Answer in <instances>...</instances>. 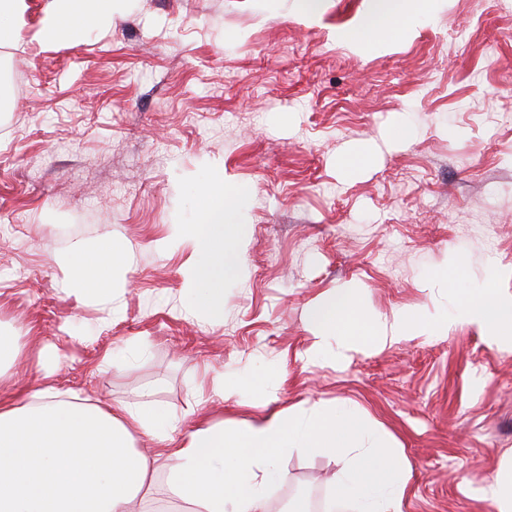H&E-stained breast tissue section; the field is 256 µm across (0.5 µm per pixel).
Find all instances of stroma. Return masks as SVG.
Masks as SVG:
<instances>
[{
	"label": "stroma",
	"mask_w": 512,
	"mask_h": 512,
	"mask_svg": "<svg viewBox=\"0 0 512 512\" xmlns=\"http://www.w3.org/2000/svg\"><path fill=\"white\" fill-rule=\"evenodd\" d=\"M50 0H26L0 43V335L59 350L52 383L90 402H151L182 438L202 420L255 416L263 374L277 404L369 414L411 466L402 512H496L483 488L512 464V350L476 327L309 356V304L355 282L367 313L452 315L465 291L512 296V0H441L397 43L355 48L340 30L370 0H121L112 24L45 43ZM417 131L382 147L396 119ZM354 144L377 146L345 175ZM245 185L246 262L224 312L189 311L197 198ZM127 253L116 315L57 266L82 242ZM459 265L453 281L434 275ZM125 366H104L105 351ZM236 383L224 403L213 390ZM344 463L287 456L269 491L361 512Z\"/></svg>",
	"instance_id": "obj_1"
}]
</instances>
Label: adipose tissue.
Listing matches in <instances>:
<instances>
[{
    "label": "adipose tissue",
    "mask_w": 512,
    "mask_h": 512,
    "mask_svg": "<svg viewBox=\"0 0 512 512\" xmlns=\"http://www.w3.org/2000/svg\"><path fill=\"white\" fill-rule=\"evenodd\" d=\"M115 0H55L39 38L46 43L80 36L79 14L109 24ZM439 0H372L363 20L343 32L355 47L387 34L398 42L409 22L435 10ZM250 203L247 189L228 188L223 207L201 194L205 221L183 232L182 240L197 257L187 269L194 288L193 311L215 316L224 310V285L239 277L245 263L242 217ZM123 249L105 240L90 247L76 244L59 263L74 288L109 312L120 308L118 273ZM461 323L476 326L499 345L512 347V299L486 288L466 294L458 313ZM307 323L313 351L335 342L337 357L368 344H386L407 336H426L430 327L418 312L398 309L386 319L366 313L350 287L315 300ZM173 419L160 408L133 406L122 400L99 405L53 387L30 392L21 400H0V512H132L143 497L157 458H164L173 497L192 504L194 512H264L268 486L279 478L282 457L324 454L346 459L339 485L365 512H400L411 468L389 438L368 420L346 409L287 406L232 424L203 423L160 456L141 453L136 437L163 441Z\"/></svg>",
    "instance_id": "obj_1"
}]
</instances>
